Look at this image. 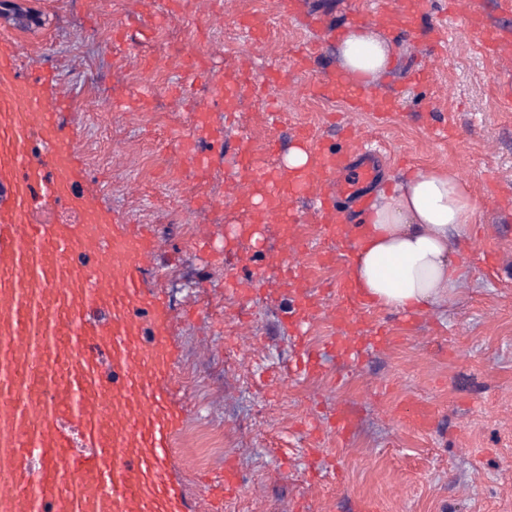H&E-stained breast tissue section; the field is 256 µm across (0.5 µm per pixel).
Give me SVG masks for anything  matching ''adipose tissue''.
Wrapping results in <instances>:
<instances>
[{
  "label": "adipose tissue",
  "mask_w": 512,
  "mask_h": 512,
  "mask_svg": "<svg viewBox=\"0 0 512 512\" xmlns=\"http://www.w3.org/2000/svg\"><path fill=\"white\" fill-rule=\"evenodd\" d=\"M396 63L376 25L355 24L336 35V67L372 87ZM477 207L451 169L427 168L380 188L369 207L347 275L368 304L428 312L449 304L465 273L453 246L474 231Z\"/></svg>",
  "instance_id": "adipose-tissue-1"
}]
</instances>
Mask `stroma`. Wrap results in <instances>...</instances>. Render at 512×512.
Wrapping results in <instances>:
<instances>
[{"mask_svg": "<svg viewBox=\"0 0 512 512\" xmlns=\"http://www.w3.org/2000/svg\"><path fill=\"white\" fill-rule=\"evenodd\" d=\"M179 0L151 23L154 0H0V58L39 82L47 98L66 97L55 119L75 132L77 180L108 217L160 241L142 274L145 291L168 306L177 360L173 389L185 420L175 437L173 478L196 508L199 471L232 463L235 491L224 512H512V207L492 205L489 187L512 199V71L466 32L464 17L438 4L448 29L437 45L383 23L397 64L377 85L400 93L381 116L350 112L343 99L315 93L334 69L345 0ZM319 40L316 66L292 59ZM243 87L235 123H225L217 89L236 71ZM227 142L250 136L255 152L276 142L284 154L308 129L316 146L337 147L346 119L354 138L382 147L381 179L410 168L454 167L478 214L476 235L458 247L465 266L452 305L407 314L339 309L335 284L352 249L324 240L308 202L293 201L306 246L292 260L308 272L312 315L305 335L294 322L295 286L275 257L287 238L268 210L254 206L234 155L203 133L194 113ZM444 126L447 139L433 128ZM211 177L198 183L196 170ZM263 271V290L241 298L229 278ZM320 355L302 370L300 351ZM428 408L430 418L415 414ZM351 416L336 432L337 411Z\"/></svg>", "mask_w": 512, "mask_h": 512, "instance_id": "obj_1", "label": "stroma"}]
</instances>
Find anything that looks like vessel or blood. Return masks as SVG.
<instances>
[{
    "instance_id": "obj_1",
    "label": "vessel or blood",
    "mask_w": 512,
    "mask_h": 512,
    "mask_svg": "<svg viewBox=\"0 0 512 512\" xmlns=\"http://www.w3.org/2000/svg\"><path fill=\"white\" fill-rule=\"evenodd\" d=\"M433 0H406V33L421 34ZM467 20L495 54L512 29ZM394 97L363 92L357 112H390ZM39 86L0 64V512H184L172 479L173 440L185 413L170 400L173 315L137 277L158 243L112 222L80 192L74 137L54 120ZM243 171L259 173L268 208L307 196L322 236L356 240L377 151L345 143L315 149L291 178L266 167L249 142ZM67 204L77 224H43L37 211ZM204 485L206 512H221Z\"/></svg>"
}]
</instances>
